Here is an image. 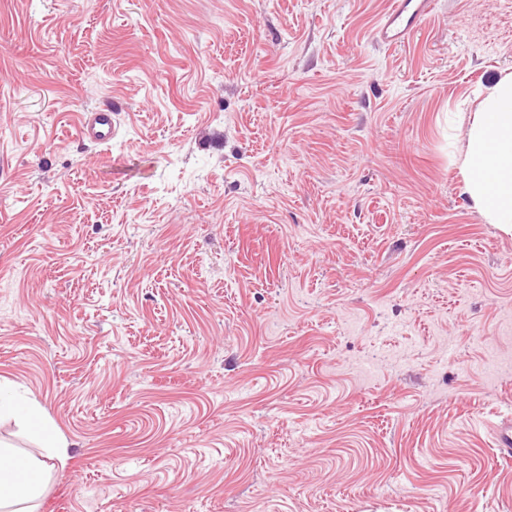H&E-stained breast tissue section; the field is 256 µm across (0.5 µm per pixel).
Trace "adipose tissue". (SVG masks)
<instances>
[{
  "label": "adipose tissue",
  "instance_id": "obj_1",
  "mask_svg": "<svg viewBox=\"0 0 512 512\" xmlns=\"http://www.w3.org/2000/svg\"><path fill=\"white\" fill-rule=\"evenodd\" d=\"M463 191L489 223L512 230V74L488 87L468 133L460 166ZM14 415L46 448L45 458L18 454L0 440V512H38L51 472L67 460L68 443L33 399L19 400L0 382V416Z\"/></svg>",
  "mask_w": 512,
  "mask_h": 512
}]
</instances>
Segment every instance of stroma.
Instances as JSON below:
<instances>
[{"instance_id":"1","label":"stroma","mask_w":512,"mask_h":512,"mask_svg":"<svg viewBox=\"0 0 512 512\" xmlns=\"http://www.w3.org/2000/svg\"><path fill=\"white\" fill-rule=\"evenodd\" d=\"M388 6L0 0V379L70 444L39 512H512V232L457 164L512 0L397 48ZM113 133L112 111L104 109L89 112L79 128V135L83 140L97 144L109 143ZM491 435L495 448L503 457H512V416L507 414L493 423Z\"/></svg>"}]
</instances>
